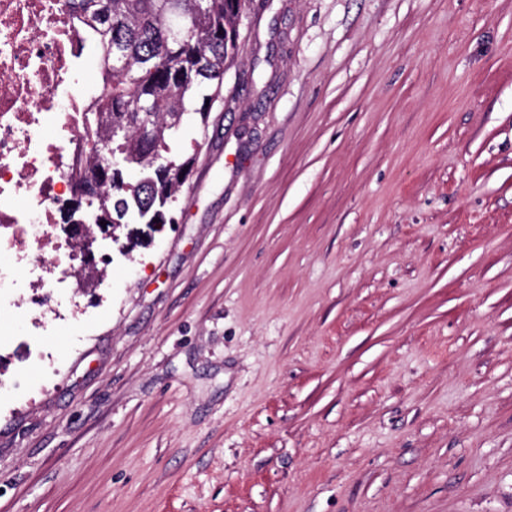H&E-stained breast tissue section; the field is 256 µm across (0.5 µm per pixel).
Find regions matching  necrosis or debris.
I'll return each mask as SVG.
<instances>
[{
    "instance_id": "1",
    "label": "necrosis or debris",
    "mask_w": 512,
    "mask_h": 512,
    "mask_svg": "<svg viewBox=\"0 0 512 512\" xmlns=\"http://www.w3.org/2000/svg\"><path fill=\"white\" fill-rule=\"evenodd\" d=\"M83 54L65 0H0V293L34 314L32 336L58 315L55 283L85 270L61 225L86 157Z\"/></svg>"
}]
</instances>
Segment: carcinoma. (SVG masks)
<instances>
[{"mask_svg":"<svg viewBox=\"0 0 512 512\" xmlns=\"http://www.w3.org/2000/svg\"><path fill=\"white\" fill-rule=\"evenodd\" d=\"M244 0H197L180 33L168 16L179 0H67L85 43L100 53L102 82L83 110L92 142L87 181L102 186L93 198L73 196L65 224H79L88 210L103 225L172 224L192 158L172 154L171 143L194 127L206 133L215 103L223 99L224 74L239 51ZM147 124L150 134L140 133ZM124 162L115 173L112 160Z\"/></svg>","mask_w":512,"mask_h":512,"instance_id":"cac0c4a2","label":"carcinoma"}]
</instances>
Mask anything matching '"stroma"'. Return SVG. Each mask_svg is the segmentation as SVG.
Here are the masks:
<instances>
[{
  "label": "stroma",
  "instance_id": "stroma-1",
  "mask_svg": "<svg viewBox=\"0 0 512 512\" xmlns=\"http://www.w3.org/2000/svg\"><path fill=\"white\" fill-rule=\"evenodd\" d=\"M223 94L0 349V512H512V0H246Z\"/></svg>",
  "mask_w": 512,
  "mask_h": 512
}]
</instances>
